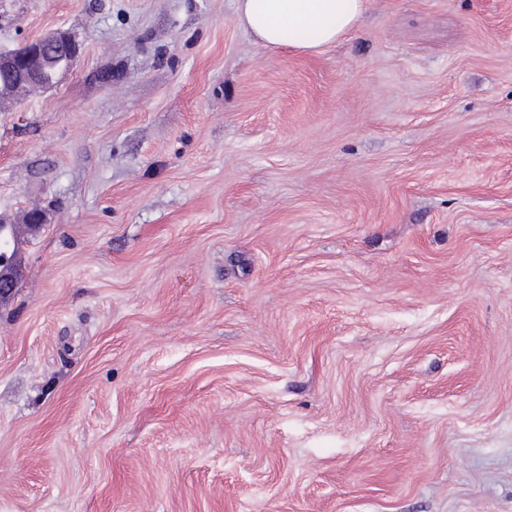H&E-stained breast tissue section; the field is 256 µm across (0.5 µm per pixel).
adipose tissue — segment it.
Segmentation results:
<instances>
[{
	"label": "adipose tissue",
	"instance_id": "1",
	"mask_svg": "<svg viewBox=\"0 0 512 512\" xmlns=\"http://www.w3.org/2000/svg\"><path fill=\"white\" fill-rule=\"evenodd\" d=\"M237 23L268 48L315 51L350 34L366 0H234Z\"/></svg>",
	"mask_w": 512,
	"mask_h": 512
}]
</instances>
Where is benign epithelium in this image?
Masks as SVG:
<instances>
[{
	"label": "benign epithelium",
	"mask_w": 512,
	"mask_h": 512,
	"mask_svg": "<svg viewBox=\"0 0 512 512\" xmlns=\"http://www.w3.org/2000/svg\"><path fill=\"white\" fill-rule=\"evenodd\" d=\"M79 54V44L64 30L33 38L16 50H0V74L10 78L0 86V97L23 88L55 85L72 70ZM24 277L21 250L0 216V303L11 297Z\"/></svg>",
	"instance_id": "benign-epithelium-1"
}]
</instances>
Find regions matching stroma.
I'll list each match as a JSON object with an SVG mask.
<instances>
[{
  "instance_id": "stroma-1",
  "label": "stroma",
  "mask_w": 512,
  "mask_h": 512,
  "mask_svg": "<svg viewBox=\"0 0 512 512\" xmlns=\"http://www.w3.org/2000/svg\"><path fill=\"white\" fill-rule=\"evenodd\" d=\"M0 512H512V0H0ZM47 221L25 228L29 208ZM237 23L268 48L316 51L350 34L366 0H234ZM306 34L305 38L302 33ZM80 54L74 37L56 30L27 41L16 50H0V74L10 78L1 83L0 97L23 88H48L72 70ZM0 303L8 300L25 277L21 250L7 230L8 222L0 216Z\"/></svg>"
}]
</instances>
